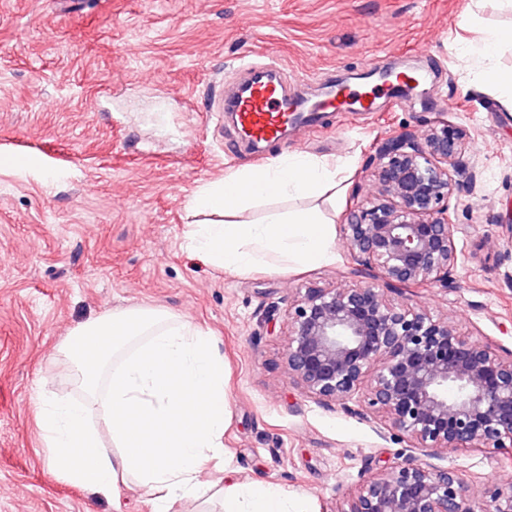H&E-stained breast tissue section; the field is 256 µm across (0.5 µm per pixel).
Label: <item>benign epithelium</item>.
<instances>
[{"instance_id": "benign-epithelium-1", "label": "benign epithelium", "mask_w": 512, "mask_h": 512, "mask_svg": "<svg viewBox=\"0 0 512 512\" xmlns=\"http://www.w3.org/2000/svg\"><path fill=\"white\" fill-rule=\"evenodd\" d=\"M471 133L436 121L377 148L378 202L350 210L343 233L368 282L309 286L288 307V377L319 404H368L426 456L493 448L512 458V354L448 321L391 303L385 292L448 288L459 255L448 198L474 175L463 163ZM338 512H512V482L481 507L453 468L405 460L364 479Z\"/></svg>"}]
</instances>
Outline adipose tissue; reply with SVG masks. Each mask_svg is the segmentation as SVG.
Wrapping results in <instances>:
<instances>
[{
    "instance_id": "ef3b65f1",
    "label": "adipose tissue",
    "mask_w": 512,
    "mask_h": 512,
    "mask_svg": "<svg viewBox=\"0 0 512 512\" xmlns=\"http://www.w3.org/2000/svg\"><path fill=\"white\" fill-rule=\"evenodd\" d=\"M505 42L512 28L487 30L465 51L485 62L484 82L509 90L512 106V72L488 65ZM63 355L82 399L44 395L37 406L45 447L71 451L60 478L112 496L135 482L154 512L202 500V470L224 458L228 408L212 336L164 310L133 307L74 330ZM217 493L223 512H308L271 485L229 480Z\"/></svg>"
}]
</instances>
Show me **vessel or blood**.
Wrapping results in <instances>:
<instances>
[{"instance_id": "b4317fda", "label": "vessel or blood", "mask_w": 512, "mask_h": 512, "mask_svg": "<svg viewBox=\"0 0 512 512\" xmlns=\"http://www.w3.org/2000/svg\"><path fill=\"white\" fill-rule=\"evenodd\" d=\"M246 76L236 91L223 98V111L232 113L239 135L260 147L279 145L297 127L317 126L326 112H369L372 102L350 86L322 85L313 95L304 87H289L277 63L245 64Z\"/></svg>"}]
</instances>
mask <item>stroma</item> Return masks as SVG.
<instances>
[{
    "instance_id": "stroma-1",
    "label": "stroma",
    "mask_w": 512,
    "mask_h": 512,
    "mask_svg": "<svg viewBox=\"0 0 512 512\" xmlns=\"http://www.w3.org/2000/svg\"><path fill=\"white\" fill-rule=\"evenodd\" d=\"M509 26L501 0H0V512H154L137 488L112 498L61 480L34 415L41 395L82 396L61 353L71 332L130 306L215 337L233 479L336 512L367 469L419 458L365 402L320 405L288 376L301 289L365 282L343 237L329 264L232 273L192 252L188 209L205 185L257 165L249 149L227 151L218 101L244 63L275 61L292 83L360 74L366 88L374 72L417 67L419 92L327 113L295 149L339 168L342 190L317 202L339 225L375 194L381 142L438 120L469 129L476 185L448 201L452 282L387 298L512 351V109L460 59L479 29ZM434 463L477 498L512 481V459L490 448Z\"/></svg>"
}]
</instances>
